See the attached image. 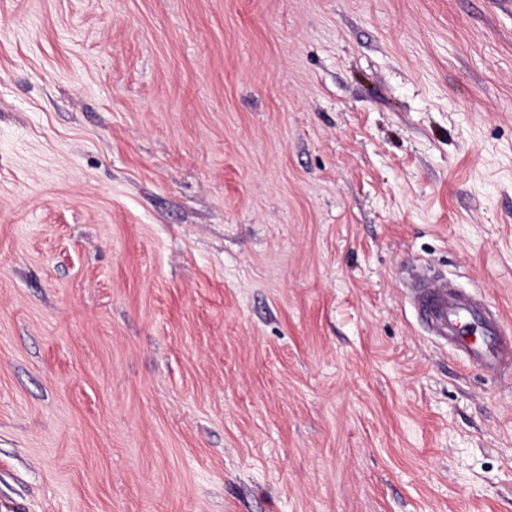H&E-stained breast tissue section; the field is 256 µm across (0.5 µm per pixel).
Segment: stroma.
<instances>
[{
  "label": "stroma",
  "instance_id": "35a3bbf8",
  "mask_svg": "<svg viewBox=\"0 0 512 512\" xmlns=\"http://www.w3.org/2000/svg\"><path fill=\"white\" fill-rule=\"evenodd\" d=\"M512 10L0 0V512H512ZM406 297L429 336L491 376L512 370V328L476 289L445 276L409 274Z\"/></svg>",
  "mask_w": 512,
  "mask_h": 512
}]
</instances>
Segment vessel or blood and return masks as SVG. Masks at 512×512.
<instances>
[{"mask_svg":"<svg viewBox=\"0 0 512 512\" xmlns=\"http://www.w3.org/2000/svg\"><path fill=\"white\" fill-rule=\"evenodd\" d=\"M407 301L429 336L492 376L512 371V327L476 289L428 272L410 274Z\"/></svg>","mask_w":512,"mask_h":512,"instance_id":"obj_1","label":"vessel or blood"}]
</instances>
